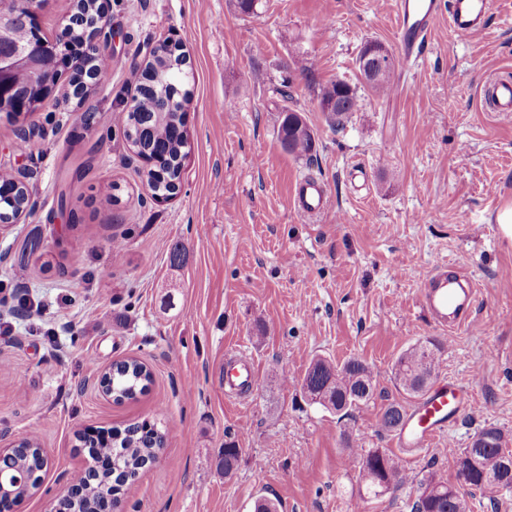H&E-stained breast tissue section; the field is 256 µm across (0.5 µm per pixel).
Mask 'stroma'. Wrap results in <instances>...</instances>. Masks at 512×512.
<instances>
[{"label": "stroma", "instance_id": "obj_1", "mask_svg": "<svg viewBox=\"0 0 512 512\" xmlns=\"http://www.w3.org/2000/svg\"><path fill=\"white\" fill-rule=\"evenodd\" d=\"M104 3L96 44L112 57L110 79L78 97L62 69L23 140L0 112V174L24 175L31 197L0 233V433L49 459L16 512H49L55 478L87 461L78 434L135 422L166 442L121 491L126 512H253L261 496L279 512H409L415 477L454 481L449 448L490 424L512 443V241L498 222L512 211V112L486 111L482 97L491 75H512V12L463 40L440 14L418 61L378 96L356 59L370 40L397 53L396 0H256L250 15L236 0ZM167 40L188 57L190 153L180 192L159 203L111 118ZM338 80L359 106L335 128L321 95ZM286 109L311 129V156L282 149ZM306 177L331 199L313 220L294 205ZM444 265L478 293L473 317L447 330L418 301ZM23 298L40 313H20ZM428 338L443 346L437 379L468 386L474 407L447 437L401 455L409 483L360 501L344 442L395 451L381 427L399 397L394 363ZM240 352L260 372L245 393L224 385ZM131 357L152 372L137 400L84 388L90 365ZM320 357L364 361L374 398L345 418L304 400L298 384ZM230 441L241 456L228 477L217 462Z\"/></svg>", "mask_w": 512, "mask_h": 512}]
</instances>
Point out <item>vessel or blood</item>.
I'll return each mask as SVG.
<instances>
[{"label":"vessel or blood","instance_id":"obj_1","mask_svg":"<svg viewBox=\"0 0 512 512\" xmlns=\"http://www.w3.org/2000/svg\"><path fill=\"white\" fill-rule=\"evenodd\" d=\"M502 6L503 0H397L396 32L401 65H408L427 46L431 26L440 12H447L450 31L463 38L482 28ZM483 96L490 111L512 112V79L490 81L483 88ZM327 206L324 183L315 179L299 181L295 192L299 213L314 217ZM476 298L477 290L462 269L442 266L427 276L420 304L438 326L456 328L470 320ZM225 381L239 390L254 387L258 370L253 359L237 357L227 369ZM471 406L467 392L456 381H441L404 411L395 430L394 443L408 452L426 448L432 440L445 435Z\"/></svg>","mask_w":512,"mask_h":512}]
</instances>
